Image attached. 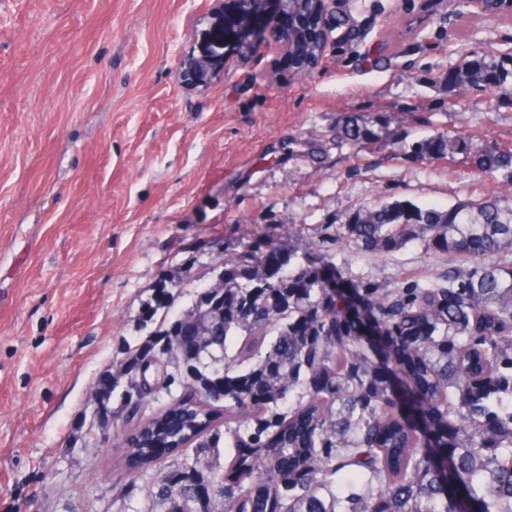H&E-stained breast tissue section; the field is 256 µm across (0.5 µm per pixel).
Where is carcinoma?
Segmentation results:
<instances>
[{
  "label": "carcinoma",
  "instance_id": "obj_1",
  "mask_svg": "<svg viewBox=\"0 0 512 512\" xmlns=\"http://www.w3.org/2000/svg\"><path fill=\"white\" fill-rule=\"evenodd\" d=\"M286 5L293 19L315 8ZM308 30L288 26L294 68L323 57ZM507 60L473 53L448 82L503 86ZM340 136L362 151L374 132L352 118ZM460 151L512 188L511 145L441 131L420 154ZM336 230L376 256L418 240L468 266L388 288L262 236L224 262L223 288L198 293L99 381L119 463L140 473L181 459L149 489L168 512H512V261L482 262L512 252V208L387 203ZM171 298L158 289L141 322ZM223 447L222 470L203 466Z\"/></svg>",
  "mask_w": 512,
  "mask_h": 512
}]
</instances>
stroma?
<instances>
[{
    "label": "stroma",
    "instance_id": "obj_1",
    "mask_svg": "<svg viewBox=\"0 0 512 512\" xmlns=\"http://www.w3.org/2000/svg\"><path fill=\"white\" fill-rule=\"evenodd\" d=\"M337 44L304 78L275 47L190 80L221 20L211 0H0V512H165L112 439L85 441L100 377L142 336L144 302L179 288L177 317L261 235L386 287L460 266L420 242L373 257L336 227L380 203L439 210L512 190L471 155L433 161L439 130L512 143V94H460L471 51H512V21L454 0H351ZM378 133L359 153L350 116Z\"/></svg>",
    "mask_w": 512,
    "mask_h": 512
}]
</instances>
